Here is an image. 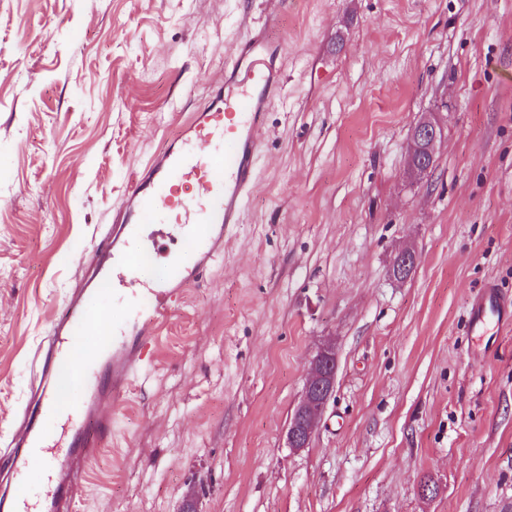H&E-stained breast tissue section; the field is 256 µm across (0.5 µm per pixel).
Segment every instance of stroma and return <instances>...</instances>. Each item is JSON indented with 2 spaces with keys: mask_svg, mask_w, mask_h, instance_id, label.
I'll use <instances>...</instances> for the list:
<instances>
[{
  "mask_svg": "<svg viewBox=\"0 0 512 512\" xmlns=\"http://www.w3.org/2000/svg\"><path fill=\"white\" fill-rule=\"evenodd\" d=\"M260 28L283 87L244 222L161 329L79 512H184L196 489L200 512H512V326H469L487 286L512 297V0H0V445L129 177ZM429 112L443 137L411 183ZM327 342L335 389L296 451ZM417 263V253L411 247L398 250L392 259L391 271L396 280H405L406 275L411 273ZM336 382V352L331 343L320 346L310 359L303 396L290 417L287 431L289 448H306L316 422L333 395Z\"/></svg>",
  "mask_w": 512,
  "mask_h": 512,
  "instance_id": "obj_1",
  "label": "stroma"
}]
</instances>
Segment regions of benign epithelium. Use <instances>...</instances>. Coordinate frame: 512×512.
Here are the masks:
<instances>
[{"label": "benign epithelium", "mask_w": 512, "mask_h": 512, "mask_svg": "<svg viewBox=\"0 0 512 512\" xmlns=\"http://www.w3.org/2000/svg\"><path fill=\"white\" fill-rule=\"evenodd\" d=\"M443 128L432 116H424L415 124L408 153L409 167L425 175L430 172L428 162L435 157ZM417 253L411 247L398 250L392 259L391 271L397 280L415 268ZM336 382V352L332 344L320 346L310 359L303 396L290 417L287 431L288 447L296 450L310 443L316 422L321 417L328 400L333 395Z\"/></svg>", "instance_id": "1"}]
</instances>
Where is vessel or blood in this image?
I'll list each match as a JSON object with an SVG mask.
<instances>
[{
  "label": "vessel or blood",
  "instance_id": "1",
  "mask_svg": "<svg viewBox=\"0 0 512 512\" xmlns=\"http://www.w3.org/2000/svg\"><path fill=\"white\" fill-rule=\"evenodd\" d=\"M276 57L264 30L254 31L225 63L223 80L212 85L183 134L128 180L83 287L66 297L51 335L33 353L30 397L0 448V471L15 485L38 465L49 489L32 506L1 488L0 512H75L84 466L111 434V409L132 386L144 346L155 340L183 288L198 281L243 221L264 115L282 89ZM170 223L178 225L187 257L158 267L140 230ZM112 285L134 287L140 298L136 333L113 326L105 344L71 371L73 343L90 330L101 289ZM59 408L65 420L56 432L44 421Z\"/></svg>",
  "mask_w": 512,
  "mask_h": 512
}]
</instances>
